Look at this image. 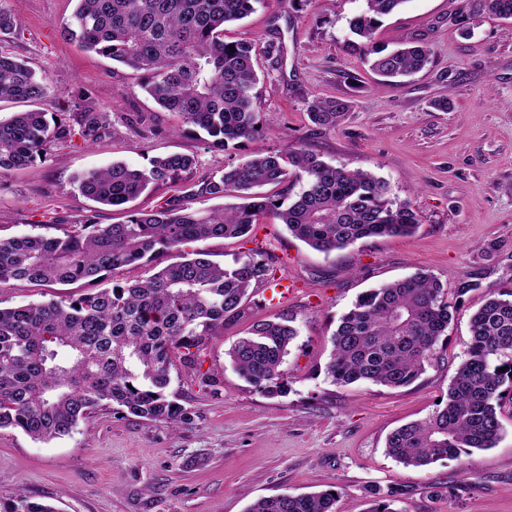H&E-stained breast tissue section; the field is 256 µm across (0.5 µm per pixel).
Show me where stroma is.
I'll list each match as a JSON object with an SVG mask.
<instances>
[{"label": "stroma", "mask_w": 512, "mask_h": 512, "mask_svg": "<svg viewBox=\"0 0 512 512\" xmlns=\"http://www.w3.org/2000/svg\"><path fill=\"white\" fill-rule=\"evenodd\" d=\"M476 2L409 0L383 18L378 47L421 40L431 49L423 70L391 83L352 45L347 21L363 0H310L296 10L286 0H264L224 31L225 40L245 39L260 51L255 110L263 133L222 151L178 133L181 118L160 110L129 70L62 37L73 0H0L16 25L5 49L50 84L38 109L71 128L67 142L48 146L32 165L0 171V239L58 237L86 217L123 223L125 210L86 199L74 182L112 161L143 168L156 155H194V169L180 182L156 186L133 203L152 210L229 162L296 140L333 166L371 170L419 220L412 235L367 238L329 256L269 215L248 238L192 243L221 264L245 253L273 256L277 277L296 289L293 298L279 306L253 295L201 351L198 365L220 379L218 392L193 382L183 367L173 369L168 395L191 416L178 431L113 410L48 442L1 429V501L23 493L59 512H246L262 497L331 487L336 512H366L367 490L377 485L401 489L407 512H512V418H503L496 447L461 462L407 467L385 450L392 430L426 418L446 398L485 288L512 291V18L475 13ZM271 42L281 48L278 57L263 53ZM442 95L452 102L445 112L433 106ZM82 97L109 115L108 129L94 141L76 121ZM316 98L348 102L336 128L309 121ZM419 270L448 289L464 277L482 284L455 304L425 373L405 388L332 384L325 365L339 318L362 292ZM97 287L12 282L0 286V307ZM282 310L298 335L282 366L287 386L270 396L231 369L227 352L254 323Z\"/></svg>", "instance_id": "obj_1"}]
</instances>
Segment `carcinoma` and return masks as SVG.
Segmentation results:
<instances>
[{"label":"carcinoma","mask_w":512,"mask_h":512,"mask_svg":"<svg viewBox=\"0 0 512 512\" xmlns=\"http://www.w3.org/2000/svg\"><path fill=\"white\" fill-rule=\"evenodd\" d=\"M62 34L87 51L131 70L137 85L162 109L181 116L225 147L259 134L253 111L258 83L256 47L224 40V28L250 15L262 0H76ZM408 0H365L349 20L359 48L376 73L397 78L422 70L427 44L402 42L386 51L375 46L381 19ZM481 10L512 17V0H481ZM47 92V78L20 58L0 50V102L35 103ZM347 102L316 98L309 120L334 127ZM85 137L108 125L91 101L79 106ZM67 125H50L38 109L0 117V170L34 163L48 144L66 141ZM186 154L156 156L150 166L123 162L76 177L80 194L121 207L149 188L175 182L193 170ZM305 180L288 205L293 183ZM279 188L273 195L259 189ZM206 194L238 202L209 210L189 206ZM274 215L292 236L330 254L378 236H406L418 219L407 203L390 198L387 182L372 172L332 166L301 146L253 155L227 164L197 192L185 186L169 206L132 210L122 224L79 222L65 237L22 236L0 240V285L37 286L98 280L128 273L122 282L59 300L0 308V429L23 431L47 442L73 432L79 422L110 405L172 429L187 420L168 399L175 360L196 371V358L224 321L239 314L251 294L275 282L274 258L253 255L221 265L203 251L183 246L211 238L247 236L260 216ZM168 256L171 262L142 278L136 270ZM448 290L433 276L410 277L359 295L331 336L325 374L335 385L368 382L407 387L425 373L435 346L451 320ZM293 318L278 313L253 325L227 351L232 369L267 394L287 382L282 370L298 336ZM512 405V292L487 289L470 320L465 358L448 387L447 400L427 418L393 430L387 454L397 462L425 467L458 460L469 449L495 447L504 411ZM370 512H405L395 488L367 490ZM336 491L277 494L257 500L247 512H336ZM3 512H57L45 502L18 494Z\"/></svg>","instance_id":"obj_1"}]
</instances>
